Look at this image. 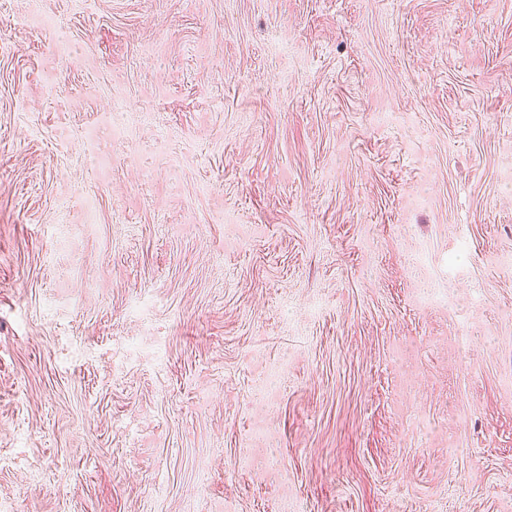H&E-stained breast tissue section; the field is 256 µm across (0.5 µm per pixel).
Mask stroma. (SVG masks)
<instances>
[{
  "mask_svg": "<svg viewBox=\"0 0 512 512\" xmlns=\"http://www.w3.org/2000/svg\"><path fill=\"white\" fill-rule=\"evenodd\" d=\"M0 512H512V0H0Z\"/></svg>",
  "mask_w": 512,
  "mask_h": 512,
  "instance_id": "1",
  "label": "stroma"
}]
</instances>
